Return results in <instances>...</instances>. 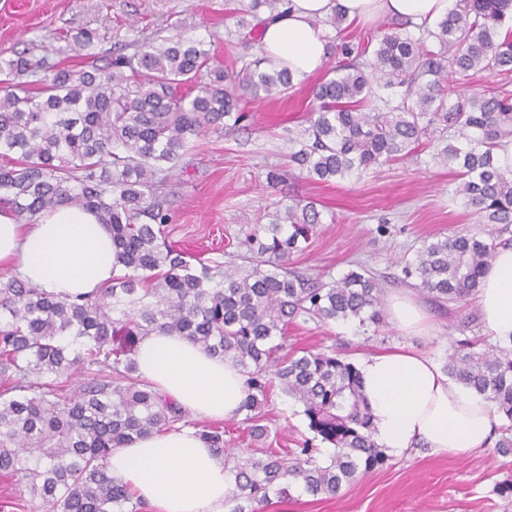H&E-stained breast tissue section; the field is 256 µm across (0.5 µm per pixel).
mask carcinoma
Returning a JSON list of instances; mask_svg holds the SVG:
<instances>
[{"label": "carcinoma", "instance_id": "obj_1", "mask_svg": "<svg viewBox=\"0 0 512 512\" xmlns=\"http://www.w3.org/2000/svg\"><path fill=\"white\" fill-rule=\"evenodd\" d=\"M285 0H250L256 24ZM512 0H455L434 25L395 20L375 43L342 39L341 12L322 21L338 61L334 76L310 86L317 108L295 137L290 161L300 174L329 181L369 175L412 154L428 140L434 159L457 170L454 195L473 209L485 235L425 239L405 261V277L438 303L475 294L512 230V170L494 148L512 138V91L457 84L477 72L512 73ZM40 72L41 79L27 80ZM286 69L257 60L231 74L192 36L143 43L131 55L81 68L25 53L0 59V204L22 220L62 204L96 212L110 227L123 267L95 297L58 300L16 276L0 279V476L19 496L14 512L39 501L43 512H142L112 481V449L138 436L188 426L187 413L140 381L130 355L153 331L184 336L215 356L233 359L246 377L240 407L251 436L274 389L300 403L308 428L333 451L325 459L306 440L300 448H252L238 460L224 428L197 434L231 461L232 512L299 488L334 496L356 476L382 466L372 437L359 369L336 350L281 354L288 324L302 319L382 320V289L362 271L325 283L290 267L321 213L311 201L284 205L247 239L251 266L220 269L166 243L170 209L159 194L189 138L245 118L238 91L258 100L288 95ZM97 373L65 396L42 381ZM449 376L486 396L506 421L496 451L512 454V344L466 341L448 355Z\"/></svg>", "mask_w": 512, "mask_h": 512}]
</instances>
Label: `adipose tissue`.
I'll list each match as a JSON object with an SVG mask.
<instances>
[{
  "instance_id": "1",
  "label": "adipose tissue",
  "mask_w": 512,
  "mask_h": 512,
  "mask_svg": "<svg viewBox=\"0 0 512 512\" xmlns=\"http://www.w3.org/2000/svg\"><path fill=\"white\" fill-rule=\"evenodd\" d=\"M451 0H289L263 26L261 51L302 78L320 70L327 40L319 20L334 11L348 19L407 17L433 22ZM0 268L60 300L92 297L121 267L112 233L97 214L64 204L35 220H17L0 207ZM477 305L486 330L512 340V246L498 248ZM132 358L140 379L182 409L210 420L237 415L247 395L232 360L211 355L182 336L154 332ZM359 370L380 447L399 455L421 444L464 453L490 444L500 416L484 395L450 378L428 355L395 350L363 359ZM223 455L184 428L138 437L113 449L108 470L147 512H231V478Z\"/></svg>"
}]
</instances>
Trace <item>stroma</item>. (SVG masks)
I'll return each mask as SVG.
<instances>
[{
  "instance_id": "obj_1",
  "label": "stroma",
  "mask_w": 512,
  "mask_h": 512,
  "mask_svg": "<svg viewBox=\"0 0 512 512\" xmlns=\"http://www.w3.org/2000/svg\"><path fill=\"white\" fill-rule=\"evenodd\" d=\"M247 3L0 0V57L25 50L70 67L79 59L66 37L79 30L94 32L93 50L104 60L133 53L142 41L185 31L211 41L224 67L238 68L262 57L259 40L242 38L236 26L234 12ZM50 31L60 34V42L45 43ZM241 103L247 120H225L223 129L192 139L162 186L172 214L165 228L169 244L210 265H238L256 225L271 222L292 200L312 201L322 222L306 249L294 255V267L325 282L368 270L384 295L409 291L433 328L408 335L387 318L364 330L346 322L298 321L288 327L286 352L299 356L333 348L356 364L404 347L442 364L457 341L484 337L473 299L437 305L418 289L416 278L404 277L399 264L426 238L482 230L472 208L453 194L454 171L437 165L431 148L421 146L358 180L314 183L287 172L288 155L296 148L293 133L313 105L308 86H296L285 99L258 103L245 97ZM273 172L282 173V180L270 182ZM267 425L271 447L297 448L306 440L321 445L300 405L282 394L272 398ZM505 483H512V455L501 456L494 446L464 454L413 448L388 455L381 468L343 485L336 497L321 499L297 490L288 500L271 498L262 512H512V495L498 492Z\"/></svg>"
}]
</instances>
